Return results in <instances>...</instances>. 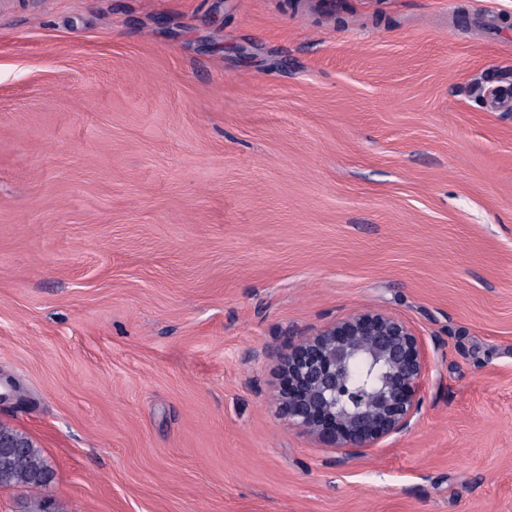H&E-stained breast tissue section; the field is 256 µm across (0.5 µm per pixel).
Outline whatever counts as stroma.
I'll return each mask as SVG.
<instances>
[{"label":"stroma","instance_id":"stroma-1","mask_svg":"<svg viewBox=\"0 0 512 512\" xmlns=\"http://www.w3.org/2000/svg\"><path fill=\"white\" fill-rule=\"evenodd\" d=\"M508 87L512 0H0V423L44 497L512 512ZM367 310L427 371L349 460L275 368ZM0 441H8L17 448L0 443V487L21 485L42 490L50 485L53 472L41 456V451L24 433L0 424ZM7 449V456L4 455Z\"/></svg>","mask_w":512,"mask_h":512}]
</instances>
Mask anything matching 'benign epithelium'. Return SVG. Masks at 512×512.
<instances>
[{"label":"benign epithelium","mask_w":512,"mask_h":512,"mask_svg":"<svg viewBox=\"0 0 512 512\" xmlns=\"http://www.w3.org/2000/svg\"><path fill=\"white\" fill-rule=\"evenodd\" d=\"M357 357L379 375L364 385L350 374ZM426 360L419 337L382 311L352 314L281 358L277 401L288 423L354 458L408 428L421 408Z\"/></svg>","instance_id":"1"}]
</instances>
